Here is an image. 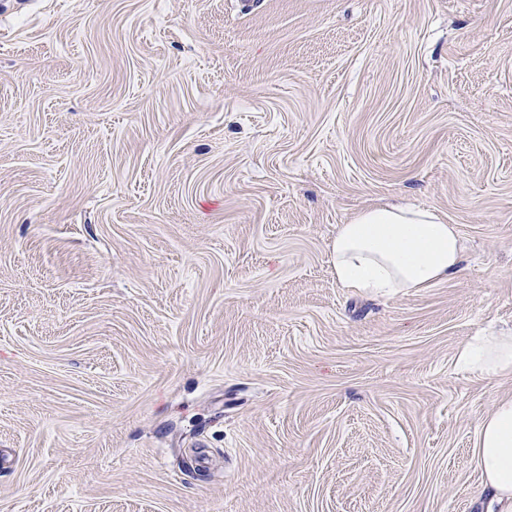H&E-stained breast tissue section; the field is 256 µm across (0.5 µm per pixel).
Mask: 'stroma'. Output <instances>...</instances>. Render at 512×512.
Listing matches in <instances>:
<instances>
[{"instance_id": "stroma-1", "label": "stroma", "mask_w": 512, "mask_h": 512, "mask_svg": "<svg viewBox=\"0 0 512 512\" xmlns=\"http://www.w3.org/2000/svg\"><path fill=\"white\" fill-rule=\"evenodd\" d=\"M0 0V512H479L512 376V0ZM408 204L459 270L356 297ZM329 256L340 288L399 295L448 280L458 271L462 245L456 226L434 211L371 207L340 225ZM456 365L486 378L512 375V334L473 336L459 350Z\"/></svg>"}]
</instances>
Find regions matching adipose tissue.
I'll return each instance as SVG.
<instances>
[{
  "mask_svg": "<svg viewBox=\"0 0 512 512\" xmlns=\"http://www.w3.org/2000/svg\"><path fill=\"white\" fill-rule=\"evenodd\" d=\"M329 256L338 285L349 293L399 295L453 276L462 245L456 226L434 211L371 207L340 225ZM456 365L486 378L512 375V335L472 337ZM475 455L486 512H512V398L497 400L481 420Z\"/></svg>",
  "mask_w": 512,
  "mask_h": 512,
  "instance_id": "obj_1",
  "label": "adipose tissue"
}]
</instances>
